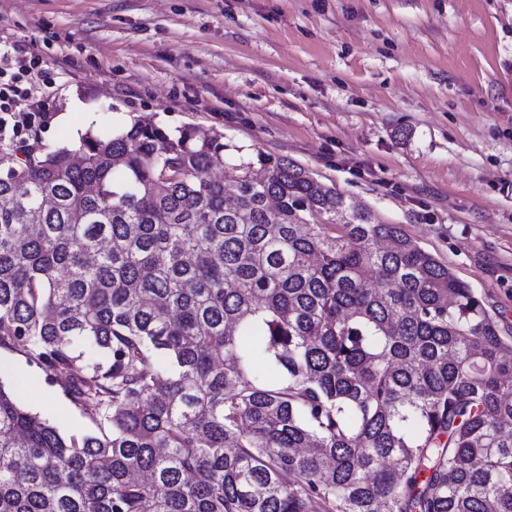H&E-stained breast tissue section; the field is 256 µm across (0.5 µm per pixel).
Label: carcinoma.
I'll list each match as a JSON object with an SVG mask.
<instances>
[{
	"label": "carcinoma",
	"mask_w": 512,
	"mask_h": 512,
	"mask_svg": "<svg viewBox=\"0 0 512 512\" xmlns=\"http://www.w3.org/2000/svg\"><path fill=\"white\" fill-rule=\"evenodd\" d=\"M148 117L0 144V512H512V336L398 224L286 156ZM0 376L11 384L28 410L57 423L61 432L96 431L98 416L92 407L75 406L60 383L46 380L43 372L18 350L0 349ZM22 378L23 380H20Z\"/></svg>",
	"instance_id": "1"
}]
</instances>
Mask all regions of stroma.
<instances>
[{
    "label": "stroma",
    "instance_id": "stroma-1",
    "mask_svg": "<svg viewBox=\"0 0 512 512\" xmlns=\"http://www.w3.org/2000/svg\"><path fill=\"white\" fill-rule=\"evenodd\" d=\"M39 58L49 149L135 117L283 155L467 282L512 331V0H0V45ZM0 381L61 432L93 408L19 351Z\"/></svg>",
    "mask_w": 512,
    "mask_h": 512
}]
</instances>
